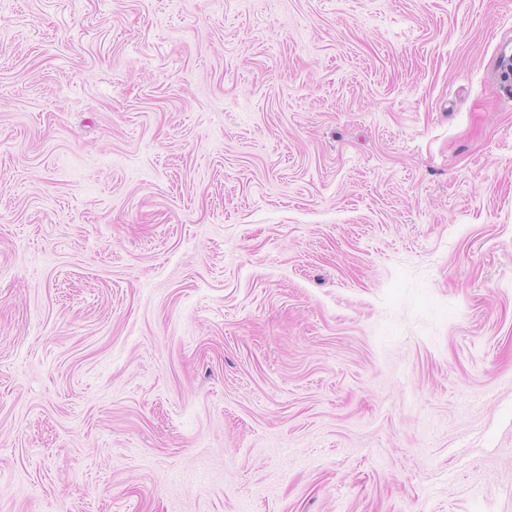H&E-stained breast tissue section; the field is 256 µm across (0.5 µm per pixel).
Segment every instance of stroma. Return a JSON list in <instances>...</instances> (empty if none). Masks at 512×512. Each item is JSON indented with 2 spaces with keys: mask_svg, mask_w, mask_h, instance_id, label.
<instances>
[{
  "mask_svg": "<svg viewBox=\"0 0 512 512\" xmlns=\"http://www.w3.org/2000/svg\"><path fill=\"white\" fill-rule=\"evenodd\" d=\"M512 0H0V512H512Z\"/></svg>",
  "mask_w": 512,
  "mask_h": 512,
  "instance_id": "obj_1",
  "label": "stroma"
}]
</instances>
